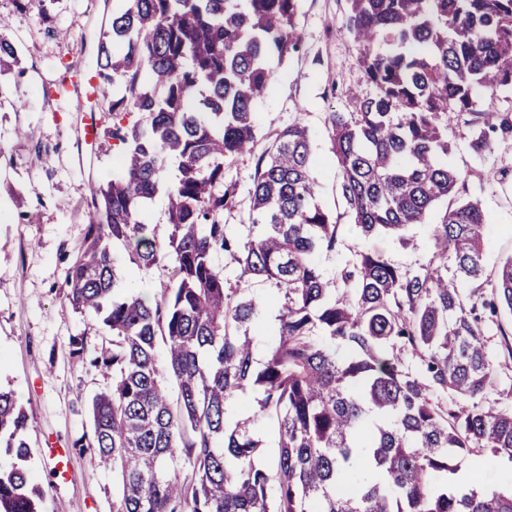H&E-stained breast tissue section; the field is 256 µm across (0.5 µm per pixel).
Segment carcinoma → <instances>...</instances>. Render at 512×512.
I'll return each mask as SVG.
<instances>
[{
    "label": "carcinoma",
    "instance_id": "obj_1",
    "mask_svg": "<svg viewBox=\"0 0 512 512\" xmlns=\"http://www.w3.org/2000/svg\"><path fill=\"white\" fill-rule=\"evenodd\" d=\"M122 2L97 47L120 170L92 186L94 221L65 276V299L112 336L90 360L112 386L91 398V434L73 447L112 469L113 512H512V489L472 466L475 448L512 461V340L499 322L512 313V258L485 274L480 203L446 209L416 271L354 247L330 276L317 257L336 251L339 225L317 201L308 131L293 124L258 156L246 234L231 232L224 162L254 150L272 61L301 46L297 0ZM347 4L374 92L350 91L352 111L329 117L340 193L359 235L405 244L464 181L441 161L453 115L475 116L477 154L489 133H512L511 118L492 122L475 99L512 89V0ZM160 192L162 235L144 221ZM115 244L140 269L173 265L160 297L119 291ZM221 257L279 294L260 367L262 301L230 285ZM249 395L256 406H239ZM28 429L0 389V512H40ZM462 468L465 485L453 479Z\"/></svg>",
    "mask_w": 512,
    "mask_h": 512
}]
</instances>
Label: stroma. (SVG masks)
<instances>
[{"mask_svg":"<svg viewBox=\"0 0 512 512\" xmlns=\"http://www.w3.org/2000/svg\"><path fill=\"white\" fill-rule=\"evenodd\" d=\"M113 6L114 0H47L37 9L26 0H0V14L11 19L5 35L17 49L16 61L0 67V386L15 392L29 416L28 467L46 490L41 512H112L115 492L111 471L93 467L89 450L74 445L90 430L93 394L111 379L88 357L71 355V337H85L93 348L103 332L72 309L62 285L91 219L88 186L111 179L121 149L108 133L107 103L88 104L99 124L98 139L88 143L79 134L80 113L58 92L61 75L95 66L99 34ZM346 8V0H298L301 47L275 65L274 80L255 104V154L224 166L225 183L236 187L224 222L243 233L255 155L298 123L314 142L319 202L339 225L336 251L318 257L326 272L334 273L358 244L413 270L428 260L432 226L453 200L443 198L428 223L414 227L415 247H401L390 236L358 239L344 213L328 121L330 113L348 111L350 88L366 84L358 48L343 27ZM469 136L468 125L454 120L447 163L464 175L465 196L479 200L486 214L484 263L491 269L512 256V135L495 136L484 154L470 149ZM40 146L49 160L36 166L32 159ZM113 253L131 291L158 293L173 276L169 265L138 269L121 246ZM54 448L69 449L67 468L56 469Z\"/></svg>","mask_w":512,"mask_h":512,"instance_id":"stroma-1","label":"stroma"}]
</instances>
